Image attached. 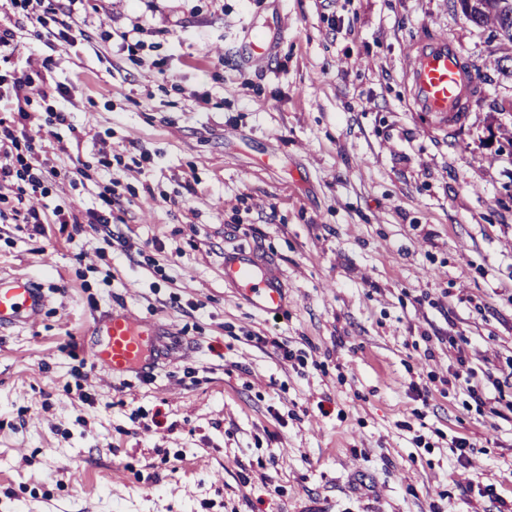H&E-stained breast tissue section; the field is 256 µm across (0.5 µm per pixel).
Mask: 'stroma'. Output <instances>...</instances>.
<instances>
[{
    "label": "stroma",
    "instance_id": "obj_1",
    "mask_svg": "<svg viewBox=\"0 0 512 512\" xmlns=\"http://www.w3.org/2000/svg\"><path fill=\"white\" fill-rule=\"evenodd\" d=\"M275 10L250 71L236 47ZM0 26L6 70L45 40L68 89L11 150L40 188L0 189V275L46 296L0 327V512H491L486 486L512 508L511 45L450 0H0ZM429 31L491 77L446 128L406 106ZM238 246L282 316L225 282ZM125 308L159 330L107 382L83 330ZM287 28L278 21L274 26H265L254 33L249 31L246 43L242 46V54L248 66L255 69L266 68L273 60L278 45L283 41Z\"/></svg>",
    "mask_w": 512,
    "mask_h": 512
}]
</instances>
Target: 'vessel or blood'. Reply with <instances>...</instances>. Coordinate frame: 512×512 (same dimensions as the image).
I'll return each mask as SVG.
<instances>
[{
  "label": "vessel or blood",
  "mask_w": 512,
  "mask_h": 512,
  "mask_svg": "<svg viewBox=\"0 0 512 512\" xmlns=\"http://www.w3.org/2000/svg\"><path fill=\"white\" fill-rule=\"evenodd\" d=\"M287 33L284 22L249 33L242 47L248 66L266 68ZM404 81L412 111L429 115L444 126L474 103L477 75L461 46L451 37L424 35L410 43ZM224 279L257 311L279 315L284 311L283 283L277 271L254 261L247 253L225 259ZM45 303L36 282L27 276L0 277V325L36 322ZM94 336L93 356L102 372L117 376L144 370L145 348L155 328L142 325L133 311L112 313L87 329Z\"/></svg>",
  "instance_id": "1"
}]
</instances>
